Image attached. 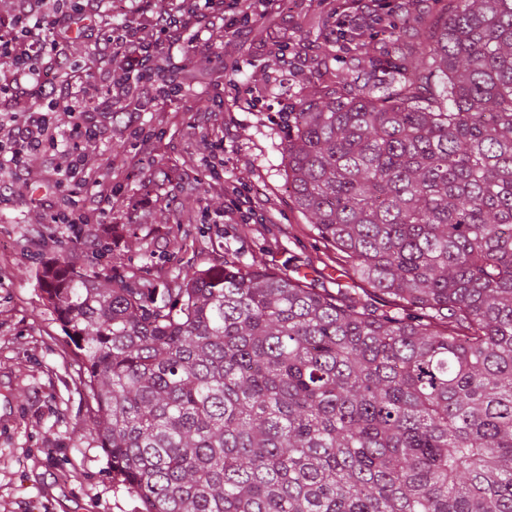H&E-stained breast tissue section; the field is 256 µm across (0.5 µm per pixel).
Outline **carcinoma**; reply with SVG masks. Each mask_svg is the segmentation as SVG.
Here are the masks:
<instances>
[{
    "mask_svg": "<svg viewBox=\"0 0 512 512\" xmlns=\"http://www.w3.org/2000/svg\"><path fill=\"white\" fill-rule=\"evenodd\" d=\"M437 2L412 58L414 15L327 29L288 112L295 208L397 311L262 267L158 288L42 260L145 512H512V0Z\"/></svg>",
    "mask_w": 512,
    "mask_h": 512,
    "instance_id": "1",
    "label": "carcinoma"
}]
</instances>
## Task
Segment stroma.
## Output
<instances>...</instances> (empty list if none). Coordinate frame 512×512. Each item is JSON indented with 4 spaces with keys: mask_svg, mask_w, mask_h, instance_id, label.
<instances>
[{
    "mask_svg": "<svg viewBox=\"0 0 512 512\" xmlns=\"http://www.w3.org/2000/svg\"><path fill=\"white\" fill-rule=\"evenodd\" d=\"M335 0H288L282 17L193 49L182 96L156 97L112 118L105 139L83 144L89 163L121 172L106 221L71 228L43 218L56 202L49 158L31 157L0 203V512H145L112 472L91 428L92 400L79 385L82 359L37 280L42 255L78 245L106 273L169 282L219 262L261 261L268 270L336 290L347 269L292 204L284 176L286 111L317 83L328 61L324 33ZM152 133L154 164L141 169L126 125ZM224 159L222 180L269 198L271 224H228L227 198L207 180H182ZM152 207L133 208L145 195Z\"/></svg>",
    "mask_w": 512,
    "mask_h": 512,
    "instance_id": "35a3bbf8",
    "label": "stroma"
}]
</instances>
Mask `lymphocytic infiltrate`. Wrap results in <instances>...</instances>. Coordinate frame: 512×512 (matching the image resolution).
Masks as SVG:
<instances>
[{
	"label": "lymphocytic infiltrate",
	"instance_id": "obj_1",
	"mask_svg": "<svg viewBox=\"0 0 512 512\" xmlns=\"http://www.w3.org/2000/svg\"><path fill=\"white\" fill-rule=\"evenodd\" d=\"M14 10L0 16V170L21 177L29 156L50 152L60 178L52 224H100L114 185L88 165L80 144L104 131L101 117L127 111L141 90L160 85L169 92L181 89L180 73L186 61H175L174 51H187L203 35L232 36L257 20L279 16L286 0H169L158 12L152 0H131L122 22L98 27L97 14L81 18L93 44L89 60L72 61L65 52L74 18L60 0H15ZM415 0H340L336 12L347 19H376L380 30L391 20L409 14ZM112 59L115 68L104 82H89L94 63ZM67 112L76 120L70 143L59 146L54 115ZM231 205L224 212L228 224L271 223L266 201L245 187L225 188Z\"/></svg>",
	"mask_w": 512,
	"mask_h": 512
}]
</instances>
